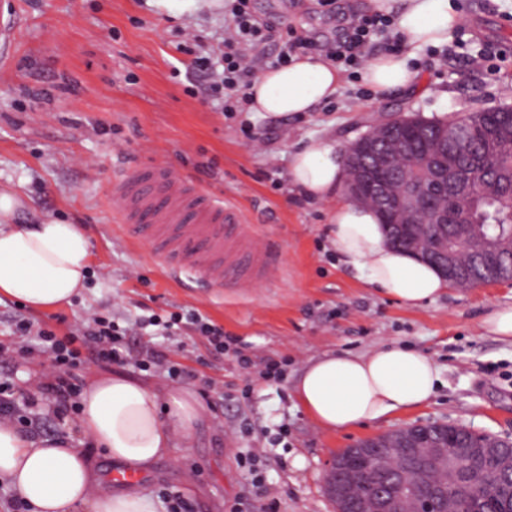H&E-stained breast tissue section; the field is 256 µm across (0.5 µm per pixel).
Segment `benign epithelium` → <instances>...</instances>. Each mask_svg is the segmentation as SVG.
I'll list each match as a JSON object with an SVG mask.
<instances>
[{"instance_id":"benign-epithelium-1","label":"benign epithelium","mask_w":512,"mask_h":512,"mask_svg":"<svg viewBox=\"0 0 512 512\" xmlns=\"http://www.w3.org/2000/svg\"><path fill=\"white\" fill-rule=\"evenodd\" d=\"M474 137V128L455 124L451 117L432 125H419L414 130L402 127L398 118L380 120L348 147L346 188L361 203L372 207L385 205L392 224H410L417 229L430 224L446 225L448 202L461 198L450 182L455 162L447 152L448 141L462 146L471 143ZM412 153L418 154L416 168L422 172V180L415 182L401 175L403 158ZM357 154L364 157L360 163L353 162ZM415 239L425 242L429 250L438 254L444 273L453 283L468 274L467 267L459 260L468 250L486 253L512 250V241L472 240L467 236H450L446 231L429 236L417 232ZM511 275L492 264L474 287L489 286ZM468 432L479 440L473 448L474 454L495 456L499 469L512 473V453L502 452L500 437L471 428ZM356 451L369 461L415 463L419 470L413 478L396 481L387 494H362L358 490L357 462H342L340 455H335L327 470L326 491L331 499L350 505V512H444L443 504L448 496L459 491L467 481L466 470L450 452L448 438L432 436L423 425L403 427L389 437L368 438L357 444ZM431 473L445 477V481L431 483L428 479Z\"/></svg>"}]
</instances>
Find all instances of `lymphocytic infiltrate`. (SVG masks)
I'll return each instance as SVG.
<instances>
[{"mask_svg": "<svg viewBox=\"0 0 512 512\" xmlns=\"http://www.w3.org/2000/svg\"><path fill=\"white\" fill-rule=\"evenodd\" d=\"M230 12L233 26L224 34V52L219 59L200 56L195 60L197 69L211 75L209 84L199 86L206 97H222V109L235 111L239 96L245 88L242 76L253 73L267 55V43L271 37L268 25L259 22L249 9V0H232ZM390 17L374 13L353 17L348 31L341 40L316 43L307 37L295 38L293 47L302 51L319 50L332 63H350L364 56L371 46L372 36L391 27ZM147 325L160 326L164 330L190 329L206 341L214 356H221L229 349H236L241 369H249L251 358L238 351L236 337L225 333L223 326L195 311L172 312L169 315H150ZM15 334L19 346H26L30 337H37L49 355L48 368L36 373V394L53 413L65 419L74 414L76 398L80 392L72 370L77 365L93 361L105 366H125L127 354L123 352L125 329L111 318L91 315L82 321L78 331L59 334L56 327L45 322L21 320Z\"/></svg>", "mask_w": 512, "mask_h": 512, "instance_id": "1", "label": "lymphocytic infiltrate"}]
</instances>
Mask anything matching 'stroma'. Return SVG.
<instances>
[{"mask_svg":"<svg viewBox=\"0 0 512 512\" xmlns=\"http://www.w3.org/2000/svg\"><path fill=\"white\" fill-rule=\"evenodd\" d=\"M21 18L11 69L0 70V186L28 200L20 218L51 217L80 225L90 241V281L59 308L63 327L90 314L132 326L151 314L189 309L223 325L252 357L242 372L233 352L213 357L189 330L150 326L130 339L131 355L166 349L192 369L187 387L206 418L181 456L144 475L155 495L176 492L195 512H334L324 491L331 458L360 440L401 426L443 422L512 439V344L482 335L495 306L512 301V280L452 288L420 307L370 288L334 252L330 206L305 198L288 180L293 152L311 139L345 148L376 121L424 119L512 105V0H457L462 27L453 60L443 49L416 50L421 91L376 98L361 67L343 70L339 95L288 121L255 112L228 116L192 93L191 34L203 52L224 36L223 8L192 13L149 0H13ZM252 13L280 33L317 40L345 18L372 13L371 0H250ZM493 54L495 69L473 68ZM149 164L168 166L239 207L249 233L280 258L274 278L249 292L171 275L147 242L132 240L109 204L114 175ZM44 311L0 297V378H10L18 412H27L32 366L11 333ZM407 346L431 356L441 382L425 404L347 432L330 433L298 407L293 385L309 359L326 353ZM284 362L264 377L267 359ZM260 452L255 467L246 456Z\"/></svg>","mask_w":512,"mask_h":512,"instance_id":"35a3bbf8","label":"stroma"}]
</instances>
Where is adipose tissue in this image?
I'll list each match as a JSON object with an SVG mask.
<instances>
[{
	"instance_id": "1",
	"label": "adipose tissue",
	"mask_w": 512,
	"mask_h": 512,
	"mask_svg": "<svg viewBox=\"0 0 512 512\" xmlns=\"http://www.w3.org/2000/svg\"><path fill=\"white\" fill-rule=\"evenodd\" d=\"M395 16L402 50L370 58L363 80L378 97L412 92L419 85L411 59L422 47L447 46L459 22L452 0H373ZM340 71L320 54L293 56L266 69L251 84L250 111L281 120L311 112L334 97ZM290 182L311 199L334 200L330 242L342 261L361 272L381 294L417 306L444 294L440 269L392 246L388 227L373 207L334 196L345 179L335 147L313 140L297 150ZM26 203L0 188V296L30 308L52 310L85 288L89 241L78 225L45 220L22 224ZM441 379L440 366L409 347L385 346L365 354H326L311 360L294 387L304 414L328 432L349 431L427 403ZM205 409L187 388L157 389L115 373L93 380L79 397L83 435L119 470L147 473L160 458L190 447ZM0 479L28 512H159L160 501L139 484H113L97 474L84 449L55 438H34L0 422Z\"/></svg>"
}]
</instances>
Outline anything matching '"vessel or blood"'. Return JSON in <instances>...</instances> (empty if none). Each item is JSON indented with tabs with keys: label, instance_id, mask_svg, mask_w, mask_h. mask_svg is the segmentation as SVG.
I'll use <instances>...</instances> for the list:
<instances>
[{
	"label": "vessel or blood",
	"instance_id": "obj_1",
	"mask_svg": "<svg viewBox=\"0 0 512 512\" xmlns=\"http://www.w3.org/2000/svg\"><path fill=\"white\" fill-rule=\"evenodd\" d=\"M19 16L11 0H0V67L14 56ZM110 204L129 235L147 240L174 276L211 286L232 283L240 290L268 280L277 253L248 233L235 206L216 201L169 168L150 165L114 178Z\"/></svg>",
	"mask_w": 512,
	"mask_h": 512
}]
</instances>
